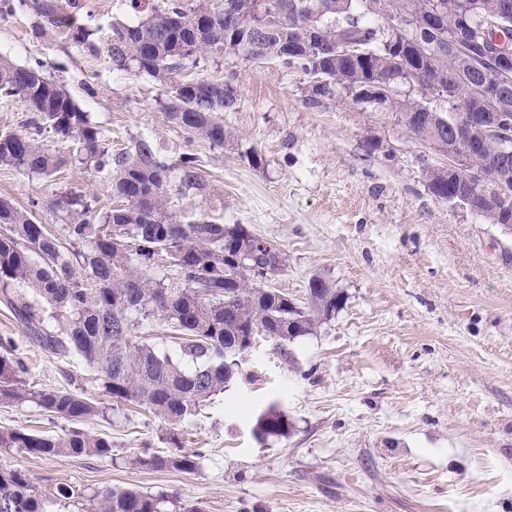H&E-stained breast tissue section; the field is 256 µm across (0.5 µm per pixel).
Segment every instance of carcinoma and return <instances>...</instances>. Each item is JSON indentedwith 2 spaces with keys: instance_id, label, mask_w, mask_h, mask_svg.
<instances>
[{
  "instance_id": "obj_1",
  "label": "carcinoma",
  "mask_w": 512,
  "mask_h": 512,
  "mask_svg": "<svg viewBox=\"0 0 512 512\" xmlns=\"http://www.w3.org/2000/svg\"><path fill=\"white\" fill-rule=\"evenodd\" d=\"M135 18L109 24L105 33L79 21L80 0H3L0 15L19 6L40 19L44 31H59L84 53H102L116 70L153 78L169 92L165 115L191 135L222 148L226 133L222 113L237 102L236 88L206 78L180 79L181 73L206 59L234 56L243 60H280L322 82L309 102L322 105L346 97L345 89L373 98L377 85L401 84L413 76L419 92L397 96L391 111L400 126L420 144L432 139L457 152L471 149L467 165L485 170L481 184L454 171L446 176L422 169L437 198L462 200L467 210L491 224L512 225V202L501 203L497 179L512 176L495 164L497 141L477 132L463 144L453 133L461 104L470 112H497L512 122V79L499 80L487 64L498 32L512 40V0H467L466 20L478 37L479 58L465 60L449 43L414 36L410 27L394 29L393 15L413 17L430 9L448 12V26L458 16L448 0H273L280 15L276 32L255 41L243 26L254 0H129ZM361 48L360 54L336 53V44ZM448 74V91L436 97L432 78ZM35 114L24 130L0 129V166L28 175L53 177L69 167L112 175V197L119 205L98 206L81 190H67L51 200L62 213L60 234L37 223L25 210L0 198V300L32 339L50 352L77 357L92 368L99 397L67 388L34 389L29 368L17 357L11 337H0V406L26 401L50 416L82 422L102 413L101 398L132 404L159 421L176 425L191 419L236 381L238 372L224 364V351L244 336H263L281 353L300 336L313 333L343 303L329 280L309 281L308 300L295 303L270 282L283 269L280 249L242 224L185 220L172 210L171 186L202 196L207 183L196 157L170 160L154 142L139 137L112 152L104 131L90 123L65 86L47 77L42 66L24 67L0 55V105L15 100ZM72 143L64 156L45 135ZM249 242L269 278L256 280L237 259L240 238ZM171 268L162 277L160 267ZM40 296L47 311L35 309L28 292ZM161 321L178 333L179 358L158 352L138 337L139 326ZM290 433L286 415L269 406L258 415L254 438ZM0 448L42 457H112V441L81 428L62 434L24 429L0 430ZM202 452L147 453L137 463L149 469L194 474ZM85 500V512H202L197 504L171 494L135 488L91 493L68 486L39 489L21 469H0V512H52L64 500Z\"/></svg>"
}]
</instances>
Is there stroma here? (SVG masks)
Returning a JSON list of instances; mask_svg holds the SVG:
<instances>
[{
  "instance_id": "35a3bbf8",
  "label": "stroma",
  "mask_w": 512,
  "mask_h": 512,
  "mask_svg": "<svg viewBox=\"0 0 512 512\" xmlns=\"http://www.w3.org/2000/svg\"><path fill=\"white\" fill-rule=\"evenodd\" d=\"M0 53L63 82L113 150L147 137L170 157L194 155L208 192L184 207L277 245L274 284L295 302L315 275L343 296L287 355L260 340L237 384L178 428L109 408L82 427L111 439V459L0 448V467L25 470L42 489L132 487L203 512H512V231L431 194L424 150L392 113L346 99L310 106L308 75L277 60L208 59L189 77L238 93L217 148L165 117L153 78L40 33L28 12L0 18ZM368 138L379 151H364ZM253 152L261 166L249 164ZM69 189L112 205L111 182L97 174L47 181L0 167V197L50 227L61 222L50 201ZM0 336L14 338L31 386L72 376L88 388L84 362L40 348L1 306ZM271 405L290 433L262 446L252 428ZM68 426L30 404L0 407V430ZM173 433L184 450L202 451L198 473L136 465L144 452L171 450Z\"/></svg>"
}]
</instances>
